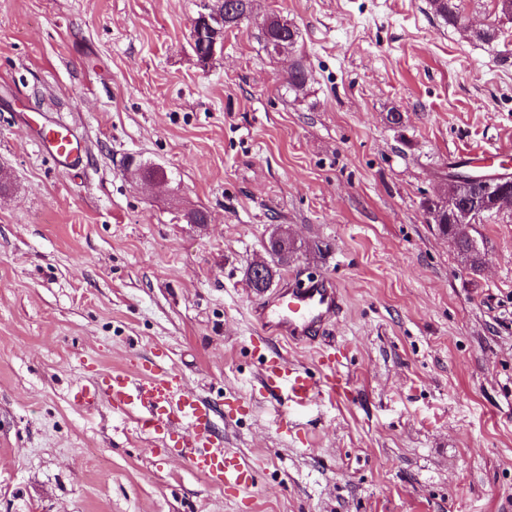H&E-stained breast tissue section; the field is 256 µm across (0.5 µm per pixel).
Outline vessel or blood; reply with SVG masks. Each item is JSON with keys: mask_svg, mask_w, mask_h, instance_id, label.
<instances>
[{"mask_svg": "<svg viewBox=\"0 0 512 512\" xmlns=\"http://www.w3.org/2000/svg\"><path fill=\"white\" fill-rule=\"evenodd\" d=\"M39 143L60 162L74 165L80 160L78 143L66 124L42 129ZM343 309L339 286L330 279L313 276L295 278L288 287L253 308L259 327L254 342L259 351L262 386L270 393H285L287 410L304 406L322 393H348L350 381L336 353H321L325 372L317 380L306 368L272 350L271 342L282 337L298 345L316 343ZM71 397L89 408L104 405L133 416L140 431L160 444L166 443L174 428H183L175 453L227 494L248 491L255 484L253 466L239 453L225 448L224 433L216 425L217 417H233L240 399L215 403L201 395L183 393L181 376L166 354H158L130 371L98 373L78 385Z\"/></svg>", "mask_w": 512, "mask_h": 512, "instance_id": "vessel-or-blood-1", "label": "vessel or blood"}]
</instances>
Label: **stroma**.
Listing matches in <instances>:
<instances>
[{"label":"stroma","mask_w":512,"mask_h":512,"mask_svg":"<svg viewBox=\"0 0 512 512\" xmlns=\"http://www.w3.org/2000/svg\"><path fill=\"white\" fill-rule=\"evenodd\" d=\"M215 5L0 0V512H512V209L476 225L475 274L422 207L450 167L512 160V21L497 0H461L459 26L428 0H257L295 50L249 19L204 68L190 30ZM487 23L497 41L469 36ZM57 122L78 166L37 142ZM279 226L295 253L272 287L337 281L322 343L351 381L284 425L245 278ZM162 352L186 391L250 402L217 422L256 470L244 495L72 402ZM259 26L266 50L280 54L294 48L298 32L287 20L270 14L262 17Z\"/></svg>","instance_id":"35a3bbf8"}]
</instances>
